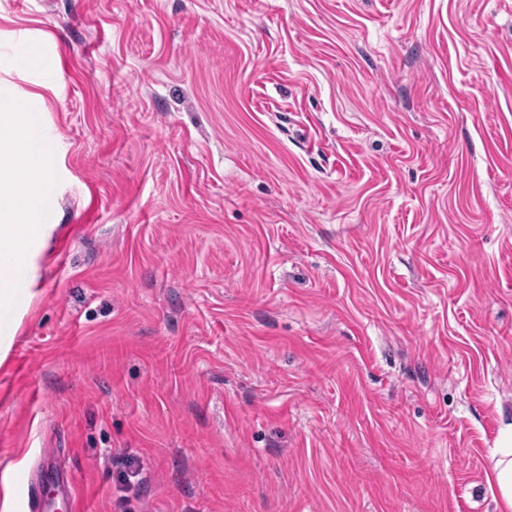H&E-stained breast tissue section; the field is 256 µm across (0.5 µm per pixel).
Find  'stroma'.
<instances>
[{"mask_svg":"<svg viewBox=\"0 0 512 512\" xmlns=\"http://www.w3.org/2000/svg\"><path fill=\"white\" fill-rule=\"evenodd\" d=\"M19 94L0 512H498L512 0H0ZM10 137L5 139L3 131ZM38 159L15 112L0 113V220L8 221L16 214L34 217L38 210L34 178ZM0 225V265H14L17 263L26 264L28 256V244L31 236L35 234L40 224H21L14 232L5 233ZM8 243L10 249L3 251L2 245ZM17 512H43L44 489L40 484L26 477L24 484L18 489Z\"/></svg>","mask_w":512,"mask_h":512,"instance_id":"obj_1","label":"stroma"}]
</instances>
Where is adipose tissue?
I'll list each match as a JSON object with an SVG mask.
<instances>
[{
	"mask_svg": "<svg viewBox=\"0 0 512 512\" xmlns=\"http://www.w3.org/2000/svg\"><path fill=\"white\" fill-rule=\"evenodd\" d=\"M38 159L20 119L12 112L0 113V220L16 214L36 215L38 210L34 178ZM488 485L499 492V512H512V425L500 435L491 454Z\"/></svg>",
	"mask_w": 512,
	"mask_h": 512,
	"instance_id": "obj_1",
	"label": "adipose tissue"
}]
</instances>
